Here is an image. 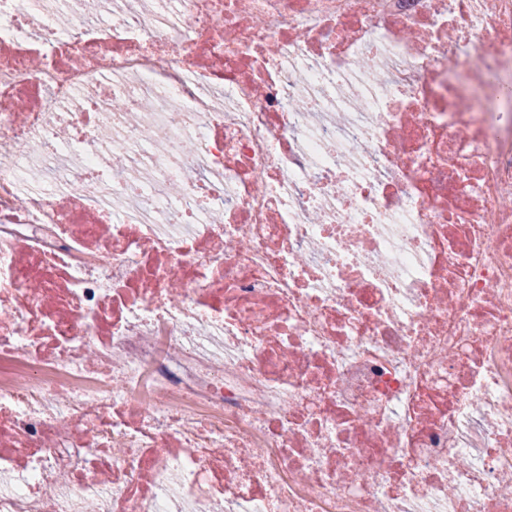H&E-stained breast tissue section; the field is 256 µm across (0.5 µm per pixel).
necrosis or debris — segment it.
<instances>
[{
    "instance_id": "4bbe7bcc",
    "label": "necrosis or debris",
    "mask_w": 512,
    "mask_h": 512,
    "mask_svg": "<svg viewBox=\"0 0 512 512\" xmlns=\"http://www.w3.org/2000/svg\"><path fill=\"white\" fill-rule=\"evenodd\" d=\"M0 512H512V0H0Z\"/></svg>"
}]
</instances>
